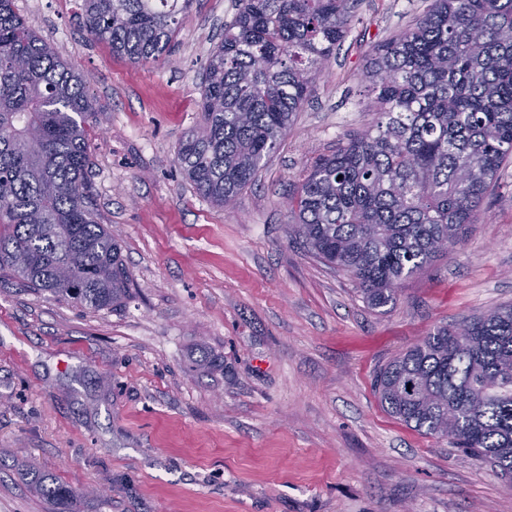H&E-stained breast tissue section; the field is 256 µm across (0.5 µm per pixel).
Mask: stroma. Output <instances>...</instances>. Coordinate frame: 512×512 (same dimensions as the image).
Instances as JSON below:
<instances>
[{
    "mask_svg": "<svg viewBox=\"0 0 512 512\" xmlns=\"http://www.w3.org/2000/svg\"><path fill=\"white\" fill-rule=\"evenodd\" d=\"M82 0H14L88 78L90 182L132 294L80 308L0 277V512H512L489 465L388 415L378 369L435 327L512 304V165L461 243L369 308L287 234L307 168L375 120L370 49L432 0H358L325 75L231 208L175 162L235 0H192L173 62L133 64ZM67 496L46 499L41 482Z\"/></svg>",
    "mask_w": 512,
    "mask_h": 512,
    "instance_id": "stroma-1",
    "label": "stroma"
}]
</instances>
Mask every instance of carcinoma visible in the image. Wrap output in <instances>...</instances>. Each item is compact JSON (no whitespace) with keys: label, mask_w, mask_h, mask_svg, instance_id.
<instances>
[{"label":"carcinoma","mask_w":512,"mask_h":512,"mask_svg":"<svg viewBox=\"0 0 512 512\" xmlns=\"http://www.w3.org/2000/svg\"><path fill=\"white\" fill-rule=\"evenodd\" d=\"M191 0H82L81 24L132 63L172 62ZM200 86L201 122L175 162L228 207L254 182L344 40L355 0H236ZM371 128L319 157L289 198L313 257L371 308L458 243L512 159V0H433L374 47ZM95 115L84 76L0 0V273L83 308L125 305L130 272L99 223L87 173ZM383 409L452 437L512 481V305L440 325L382 366Z\"/></svg>","instance_id":"1"}]
</instances>
